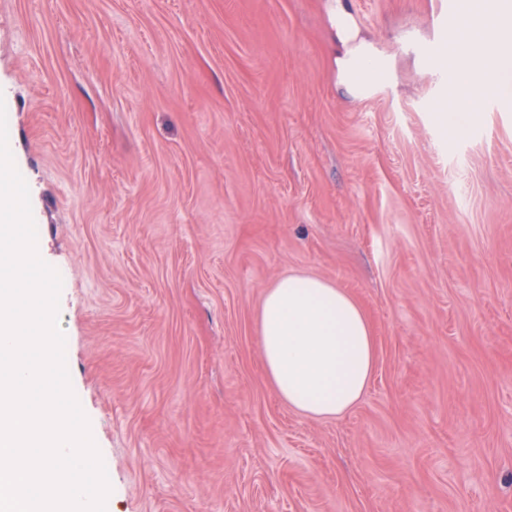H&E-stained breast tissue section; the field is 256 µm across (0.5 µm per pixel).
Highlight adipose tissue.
Wrapping results in <instances>:
<instances>
[{"mask_svg": "<svg viewBox=\"0 0 512 512\" xmlns=\"http://www.w3.org/2000/svg\"><path fill=\"white\" fill-rule=\"evenodd\" d=\"M463 41L467 63L448 91L444 116L452 140L478 118L474 72L506 63L488 56L477 35ZM257 333L266 374L295 410L336 417L363 396L374 369V337L362 307L332 282L305 273L276 280L263 297Z\"/></svg>", "mask_w": 512, "mask_h": 512, "instance_id": "ef3b65f1", "label": "adipose tissue"}]
</instances>
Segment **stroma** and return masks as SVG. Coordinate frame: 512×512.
I'll use <instances>...</instances> for the list:
<instances>
[{
    "mask_svg": "<svg viewBox=\"0 0 512 512\" xmlns=\"http://www.w3.org/2000/svg\"><path fill=\"white\" fill-rule=\"evenodd\" d=\"M433 8L0 0L9 145L107 512H512V111L449 140L411 47ZM290 273L371 324L334 419L263 366Z\"/></svg>",
    "mask_w": 512,
    "mask_h": 512,
    "instance_id": "stroma-1",
    "label": "stroma"
}]
</instances>
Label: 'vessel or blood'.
<instances>
[{"mask_svg": "<svg viewBox=\"0 0 512 512\" xmlns=\"http://www.w3.org/2000/svg\"><path fill=\"white\" fill-rule=\"evenodd\" d=\"M481 14L493 24V33L487 40L489 52L495 53L506 43L507 30L512 29V0H435L429 19L431 37L415 44L414 49L430 65L431 75L440 95H447L463 61L459 56H446L448 33L454 29L463 10Z\"/></svg>", "mask_w": 512, "mask_h": 512, "instance_id": "vessel-or-blood-1", "label": "vessel or blood"}]
</instances>
